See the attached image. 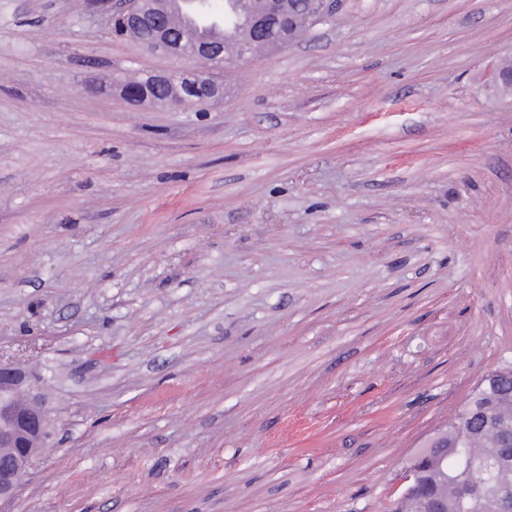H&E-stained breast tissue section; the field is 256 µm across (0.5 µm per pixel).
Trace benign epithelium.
Listing matches in <instances>:
<instances>
[{
    "instance_id": "7a95c632",
    "label": "benign epithelium",
    "mask_w": 512,
    "mask_h": 512,
    "mask_svg": "<svg viewBox=\"0 0 512 512\" xmlns=\"http://www.w3.org/2000/svg\"><path fill=\"white\" fill-rule=\"evenodd\" d=\"M330 0H225L224 13L239 21L245 36L237 42L236 58L246 62L257 42L274 52L292 42L298 26L310 27L330 17ZM110 21L144 40L149 51L174 59L178 66L146 75L149 82L168 88L169 97L149 103L164 107H190L196 99L182 91L189 89L201 99H224V84L195 68L192 57L208 55L214 66L224 67V44L199 34L193 24L181 27L174 38L166 29L146 27L169 12L192 5L200 9L204 0H113ZM512 384V373L503 371L482 380L488 390ZM48 398L39 381L18 361L0 357V503L13 500L19 493L28 470L52 439Z\"/></svg>"
}]
</instances>
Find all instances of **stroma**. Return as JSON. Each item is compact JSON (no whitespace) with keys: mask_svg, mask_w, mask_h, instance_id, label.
<instances>
[{"mask_svg":"<svg viewBox=\"0 0 512 512\" xmlns=\"http://www.w3.org/2000/svg\"><path fill=\"white\" fill-rule=\"evenodd\" d=\"M510 60L512 0H336L161 108L91 0H0V356L53 435L0 512H393L512 365Z\"/></svg>","mask_w":512,"mask_h":512,"instance_id":"obj_1","label":"stroma"}]
</instances>
